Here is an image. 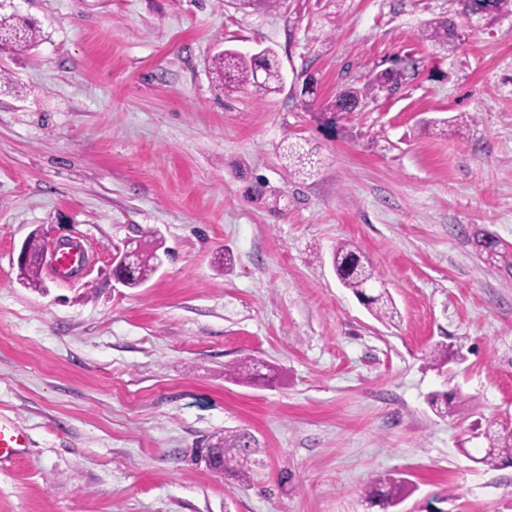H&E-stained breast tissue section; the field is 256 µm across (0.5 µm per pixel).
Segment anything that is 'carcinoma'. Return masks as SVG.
Segmentation results:
<instances>
[{
    "label": "carcinoma",
    "instance_id": "1",
    "mask_svg": "<svg viewBox=\"0 0 512 512\" xmlns=\"http://www.w3.org/2000/svg\"><path fill=\"white\" fill-rule=\"evenodd\" d=\"M459 15L464 23L476 30L493 19L512 15V0H459ZM419 38L424 42L444 51L456 48L459 35L456 23L450 18H436L424 24L419 31ZM36 39V28L29 22L22 21L16 14H0V41L12 44L22 50ZM253 57L236 50H225L212 59V71L216 80L226 88L250 86L257 95H266L275 91L280 84L281 73L274 53L263 61V77L255 78ZM387 79L386 75L374 79L367 84H349L336 93L325 106V110L334 116L357 112L366 106L369 100L377 95L379 86ZM137 252L134 270L128 287L135 288L147 281L156 271L152 256L159 248L158 238L150 231L131 241ZM478 253L493 264L512 270V251L501 243L484 234L475 239ZM332 267L340 283L352 291L369 312L380 321L391 322L397 311L391 297L383 290L376 294L370 292L373 283L380 280L375 270L368 264L365 257L357 249L347 243H339L332 252ZM454 356L453 350L444 343L435 345L429 353L430 362L443 371L448 361ZM454 410L470 404L463 395L451 391H437L431 394L429 404L438 413L449 404ZM484 436L490 449L478 459L486 466H496L504 459L512 458V431L498 432L485 428ZM411 492L408 481L402 478H385L368 486L364 491V501L369 508L379 507L383 512L400 505Z\"/></svg>",
    "mask_w": 512,
    "mask_h": 512
}]
</instances>
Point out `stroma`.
<instances>
[{"instance_id": "stroma-1", "label": "stroma", "mask_w": 512, "mask_h": 512, "mask_svg": "<svg viewBox=\"0 0 512 512\" xmlns=\"http://www.w3.org/2000/svg\"><path fill=\"white\" fill-rule=\"evenodd\" d=\"M14 6L40 36L0 45V417L29 446L0 468V512H366L386 475L414 487L399 512H512V466L478 462L481 426L512 430V275L473 244L512 248V16L446 54L418 31L458 0ZM264 48L280 90L215 85L216 53ZM395 57V91L326 123ZM141 229L161 265L127 288L112 255ZM33 235L82 240L86 267L19 284ZM342 241L393 323L338 281ZM250 360L273 381L226 375ZM446 383L467 413L432 411ZM234 435L232 473L195 460Z\"/></svg>"}]
</instances>
